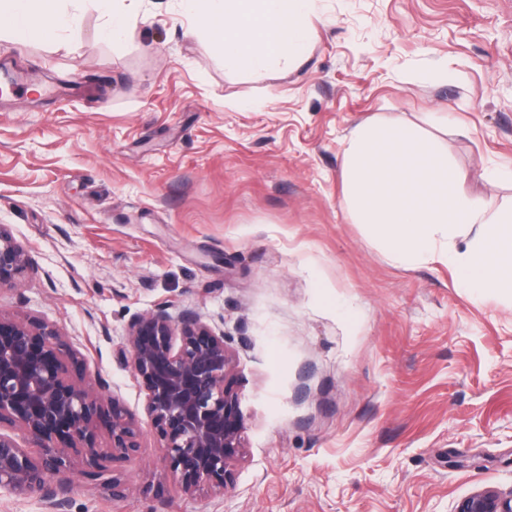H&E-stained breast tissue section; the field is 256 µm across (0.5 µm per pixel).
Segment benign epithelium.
<instances>
[{
    "instance_id": "benign-epithelium-1",
    "label": "benign epithelium",
    "mask_w": 512,
    "mask_h": 512,
    "mask_svg": "<svg viewBox=\"0 0 512 512\" xmlns=\"http://www.w3.org/2000/svg\"><path fill=\"white\" fill-rule=\"evenodd\" d=\"M31 269L25 249L0 224V290ZM127 342L122 358L144 391L166 468L186 495L224 494L245 455L224 334L192 312L175 318L159 308L129 326ZM80 362L55 325L0 312V490L38 495L52 512L66 507L77 463L112 497H124L122 481L104 477L97 446L106 383L80 372ZM15 429L28 445L11 434ZM141 438L134 415L112 400V459L135 456ZM454 512H512V493L485 488L459 500Z\"/></svg>"
}]
</instances>
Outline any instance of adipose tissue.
I'll return each instance as SVG.
<instances>
[{"mask_svg": "<svg viewBox=\"0 0 512 512\" xmlns=\"http://www.w3.org/2000/svg\"><path fill=\"white\" fill-rule=\"evenodd\" d=\"M309 0H181L222 54L225 68L255 76L306 52ZM80 0H0V34L54 43L79 29ZM344 203L389 260L438 262L456 287L512 295V205L463 193L442 143L422 126L358 123L345 141Z\"/></svg>", "mask_w": 512, "mask_h": 512, "instance_id": "adipose-tissue-1", "label": "adipose tissue"}]
</instances>
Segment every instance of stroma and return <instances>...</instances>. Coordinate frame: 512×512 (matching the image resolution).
Listing matches in <instances>:
<instances>
[{
    "mask_svg": "<svg viewBox=\"0 0 512 512\" xmlns=\"http://www.w3.org/2000/svg\"><path fill=\"white\" fill-rule=\"evenodd\" d=\"M0 38V224L33 269L0 312L55 324L141 424L73 472L66 512H453L512 491V298L438 263H392L346 211L360 120L425 124L473 197L512 199V0H312L306 60L232 72L179 0H140L136 36ZM95 87L97 97L81 94ZM196 313L234 359L246 454L221 495H184L118 356L158 308Z\"/></svg>",
    "mask_w": 512,
    "mask_h": 512,
    "instance_id": "1",
    "label": "stroma"
}]
</instances>
